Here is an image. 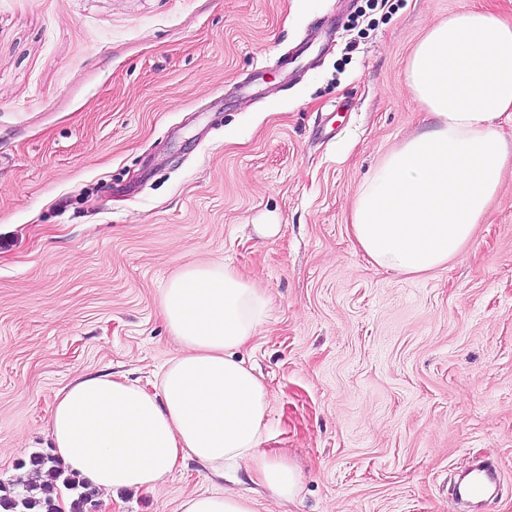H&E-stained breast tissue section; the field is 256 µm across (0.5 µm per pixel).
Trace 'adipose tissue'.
Instances as JSON below:
<instances>
[{"label":"adipose tissue","mask_w":512,"mask_h":512,"mask_svg":"<svg viewBox=\"0 0 512 512\" xmlns=\"http://www.w3.org/2000/svg\"><path fill=\"white\" fill-rule=\"evenodd\" d=\"M406 78L432 118L389 152L359 188L352 235L377 266L417 274L447 265L470 240L512 162V18L474 6L434 23ZM269 300L227 265L182 269L161 291L162 318L180 346L153 390L123 375L78 377L58 395L47 439L56 456L112 494L155 489L193 459L216 474L242 465L276 500L298 478L261 453L268 388L238 353L257 336ZM178 512H256L234 493L194 494Z\"/></svg>","instance_id":"ef3b65f1"}]
</instances>
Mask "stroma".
Returning <instances> with one entry per match:
<instances>
[{
  "mask_svg": "<svg viewBox=\"0 0 512 512\" xmlns=\"http://www.w3.org/2000/svg\"><path fill=\"white\" fill-rule=\"evenodd\" d=\"M475 2L0 0L1 483L46 452L76 377L151 387L180 350L162 288L215 261L269 299L241 356L269 390L260 450L301 475L257 512H456L453 474L476 457L500 470L480 512H512V168L444 268L377 267L350 227L360 186L427 124L415 44ZM236 477L189 460L96 512L252 494Z\"/></svg>",
  "mask_w": 512,
  "mask_h": 512,
  "instance_id": "stroma-1",
  "label": "stroma"
}]
</instances>
